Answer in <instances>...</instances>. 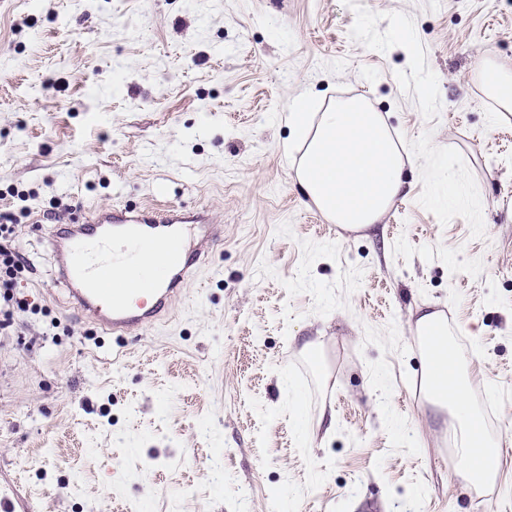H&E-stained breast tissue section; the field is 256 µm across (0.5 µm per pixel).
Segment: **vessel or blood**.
Masks as SVG:
<instances>
[{
	"mask_svg": "<svg viewBox=\"0 0 512 512\" xmlns=\"http://www.w3.org/2000/svg\"><path fill=\"white\" fill-rule=\"evenodd\" d=\"M203 224L194 249H187L182 225ZM221 229L201 216L175 206L104 208L66 224L47 226L44 240L60 259L57 282L70 306L102 332L125 335L150 329L169 316L184 285L198 280L201 254L218 239ZM135 239L147 260L121 281L102 254L116 239Z\"/></svg>",
	"mask_w": 512,
	"mask_h": 512,
	"instance_id": "obj_1",
	"label": "vessel or blood"
}]
</instances>
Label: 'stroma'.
Returning a JSON list of instances; mask_svg holds the SVG:
<instances>
[{
	"label": "stroma",
	"instance_id": "35a3bbf8",
	"mask_svg": "<svg viewBox=\"0 0 512 512\" xmlns=\"http://www.w3.org/2000/svg\"><path fill=\"white\" fill-rule=\"evenodd\" d=\"M405 29L408 40L396 39ZM512 0H0V215L34 312L0 332V497L18 512H512ZM367 97L417 160L367 230L292 185L295 97ZM224 228L169 321L69 309L38 221L115 204ZM447 310L495 488L465 490L416 385ZM485 95L494 103L495 112H512V64L497 59L487 50L482 60Z\"/></svg>",
	"mask_w": 512,
	"mask_h": 512
}]
</instances>
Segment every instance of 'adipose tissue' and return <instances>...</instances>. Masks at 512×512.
Segmentation results:
<instances>
[{"instance_id": "adipose-tissue-1", "label": "adipose tissue", "mask_w": 512, "mask_h": 512, "mask_svg": "<svg viewBox=\"0 0 512 512\" xmlns=\"http://www.w3.org/2000/svg\"><path fill=\"white\" fill-rule=\"evenodd\" d=\"M482 73V90L495 111L511 113L512 64L489 50ZM287 122L292 146L301 152L293 182L310 204L330 223L349 229L381 223L401 195L404 169L412 162L382 114L361 98L336 99L322 108L302 94L294 98ZM417 333L431 366L428 394L450 407L457 421L465 485L479 489L495 484L498 448L483 432L460 367L464 348H449L447 325L427 313L420 316Z\"/></svg>"}]
</instances>
